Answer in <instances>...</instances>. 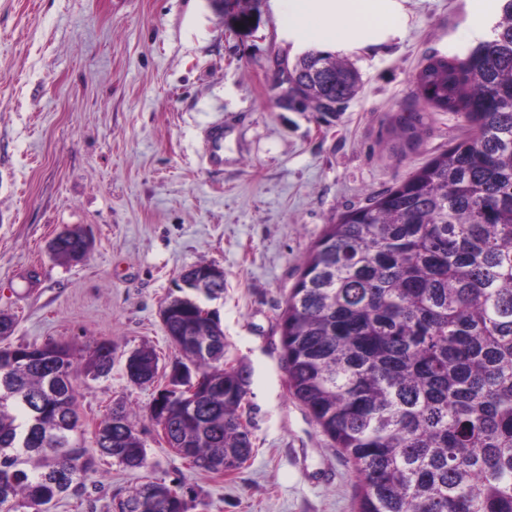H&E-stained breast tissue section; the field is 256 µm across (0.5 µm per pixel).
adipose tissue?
Instances as JSON below:
<instances>
[{"label":"adipose tissue","instance_id":"1","mask_svg":"<svg viewBox=\"0 0 512 512\" xmlns=\"http://www.w3.org/2000/svg\"><path fill=\"white\" fill-rule=\"evenodd\" d=\"M397 0H288V23L310 46H338L384 24Z\"/></svg>","mask_w":512,"mask_h":512}]
</instances>
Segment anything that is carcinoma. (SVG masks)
Listing matches in <instances>:
<instances>
[{"label":"carcinoma","instance_id":"cac0c4a2","mask_svg":"<svg viewBox=\"0 0 512 512\" xmlns=\"http://www.w3.org/2000/svg\"><path fill=\"white\" fill-rule=\"evenodd\" d=\"M467 60L432 57L417 80L434 109L477 130L363 208L328 225L281 314L282 362L305 406L358 478L357 512H512V0ZM303 107L344 104L357 71L330 52L294 64ZM91 239L65 226L49 252L85 260ZM171 365L202 378L168 392L167 445L222 475L251 456L249 374L224 366L219 315L190 294L163 302ZM137 386L159 356L129 355ZM112 369V343L84 363L68 344L0 347V512H49L81 497L97 460L138 470L147 451L133 414L112 409L78 437L73 381ZM115 512H188L185 492L147 481Z\"/></svg>","mask_w":512,"mask_h":512}]
</instances>
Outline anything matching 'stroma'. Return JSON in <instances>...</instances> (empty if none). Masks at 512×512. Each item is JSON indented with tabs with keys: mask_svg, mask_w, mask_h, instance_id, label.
Returning <instances> with one entry per match:
<instances>
[{
	"mask_svg": "<svg viewBox=\"0 0 512 512\" xmlns=\"http://www.w3.org/2000/svg\"><path fill=\"white\" fill-rule=\"evenodd\" d=\"M384 39L337 56L361 89L336 114L277 99L273 59L306 46L283 0H0V313L11 345L62 342L85 356L112 344L108 376L79 377L85 439L115 405L136 412L147 468L101 461L84 502L112 512L152 480L182 485L189 512H356L357 478L287 387L280 316L328 225L408 178L473 131L420 97L434 55L464 57L489 20L470 0H397ZM421 121L402 136L411 114ZM224 132V159H208ZM66 225L93 240L78 264L52 259ZM216 264L203 299L224 329V361L250 374L253 453L218 476L160 438L155 389L126 376L130 353L176 354L160 319L182 268Z\"/></svg>",
	"mask_w": 512,
	"mask_h": 512,
	"instance_id": "35a3bbf8",
	"label": "stroma"
}]
</instances>
